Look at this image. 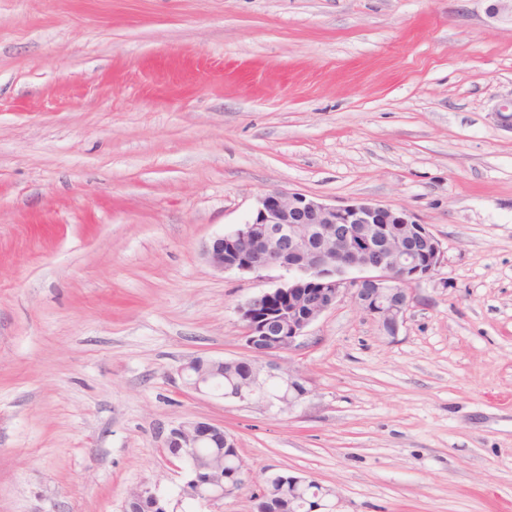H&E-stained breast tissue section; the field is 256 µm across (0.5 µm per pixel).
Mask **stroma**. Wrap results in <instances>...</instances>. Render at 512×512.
<instances>
[{"label":"stroma","mask_w":512,"mask_h":512,"mask_svg":"<svg viewBox=\"0 0 512 512\" xmlns=\"http://www.w3.org/2000/svg\"><path fill=\"white\" fill-rule=\"evenodd\" d=\"M490 0H0V512L172 492L171 425L336 512H512V21ZM298 191L408 210L442 242L396 338L350 300L266 409L178 369L247 356L238 306L286 274L204 242ZM199 357H194L181 365L178 372L188 388L196 393L213 392L216 379L221 376L217 370L199 368Z\"/></svg>","instance_id":"1"}]
</instances>
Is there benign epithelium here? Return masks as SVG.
<instances>
[{"label": "benign epithelium", "mask_w": 512, "mask_h": 512, "mask_svg": "<svg viewBox=\"0 0 512 512\" xmlns=\"http://www.w3.org/2000/svg\"><path fill=\"white\" fill-rule=\"evenodd\" d=\"M492 19H512V0H492ZM208 264L219 271L255 274L280 268L289 278L277 288L260 292L238 307L245 345L249 352L276 356L304 344L308 328L324 313L348 298L371 317L382 335H399L412 307L410 286L432 277L442 263L439 238L410 212L366 200L337 206L298 191L272 190L260 197L252 217L233 232L202 246ZM351 269L366 272L347 278ZM194 357L181 365L179 374L197 393L213 391L221 373L203 370ZM280 383L269 396L263 388L269 380ZM307 380L271 361L258 366L254 376L235 381L222 394L229 401L290 408L307 394ZM167 448H183L188 462L182 470L178 492L164 495L150 484L133 491L124 512L143 500L158 512H183L188 498L210 507L236 493L224 481L203 476L194 466L195 448H235L234 437L224 427L195 421L170 427L164 436ZM288 483V512L304 499L310 481L281 475Z\"/></svg>", "instance_id": "1"}]
</instances>
